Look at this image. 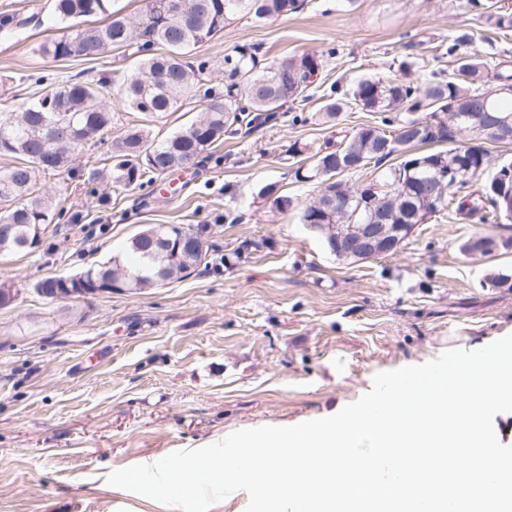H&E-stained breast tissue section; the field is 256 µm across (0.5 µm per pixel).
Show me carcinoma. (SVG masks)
<instances>
[{"label":"carcinoma","mask_w":512,"mask_h":512,"mask_svg":"<svg viewBox=\"0 0 512 512\" xmlns=\"http://www.w3.org/2000/svg\"><path fill=\"white\" fill-rule=\"evenodd\" d=\"M136 12L112 9V0H53L52 12L63 33L39 43L36 51L53 60L99 59L114 49L136 46V61L118 79L128 109L143 116L111 142L110 180L119 190H133L167 172L178 169L212 149L224 133L242 122L267 121L286 103L295 101L311 84L322 67L319 56L306 53L256 69L255 56L241 51L224 56L230 83L224 92L208 85L207 67L193 66L184 57L195 47L213 40L238 15L256 20L286 16L302 7L300 0H183L184 8L173 12L165 0H143ZM105 16L99 25L84 24L87 18ZM164 73L156 83L152 76ZM488 64L476 51L455 60L448 77L424 82L400 78H373L357 82L348 96L340 86L323 93L325 117L335 120L340 112L354 107L378 114V121L342 135L336 143L313 155L312 166L295 170L301 182L340 186L353 194L350 203L355 223L368 218L375 204L393 216L396 237L404 241L426 217L444 210L472 216L488 211L496 218L512 221L501 195L512 193V164L501 166L482 191L467 192L464 184L445 192L435 206L422 195L419 182L432 176L437 167L454 168L468 163L481 174L489 165L488 149L469 143L465 132L472 112L487 110L512 118V97H487ZM112 79L91 82L74 78L60 80L37 101L20 112L0 116V155L16 159L14 166L0 172V201L10 209L0 214V255L37 248L46 228L55 223L61 209L57 194L34 189L38 172L69 168L89 141L112 130V110L105 88ZM203 91L205 99L195 119L173 135L156 140L151 123L175 112L183 97ZM463 140L461 145H433ZM391 141L410 155L390 166L375 181L360 187L336 177L332 168L337 157L353 154L364 159L355 173L368 165L392 158L378 152V143ZM341 217L323 207L322 198L305 205L300 221L328 239ZM477 244L486 246L483 255L512 252V236L469 238L460 250L470 253ZM225 263V255L212 256L201 240L178 241L172 230L146 227L125 243L120 254L106 263L87 267V280L103 284L121 282L126 291H138L181 280L201 265Z\"/></svg>","instance_id":"cac0c4a2"}]
</instances>
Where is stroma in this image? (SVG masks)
Listing matches in <instances>:
<instances>
[{
    "label": "stroma",
    "instance_id": "stroma-1",
    "mask_svg": "<svg viewBox=\"0 0 512 512\" xmlns=\"http://www.w3.org/2000/svg\"><path fill=\"white\" fill-rule=\"evenodd\" d=\"M5 14L16 28L0 36V73L15 81L0 84V112L42 94L31 75L96 81L133 62L124 49L96 61L37 55L55 34L51 0H0ZM442 44L461 54L480 47L491 65L512 62V36L469 0H305L285 17L237 16L188 62L207 61L220 91L225 55L253 52L265 67L313 52L322 66L308 100L129 191L110 184V143L140 116L111 88V133L87 144L72 168L37 176L61 197L59 223L34 251L0 258V283L15 293L0 307V512H177L110 486L109 472L239 430L334 415L369 391L376 373L512 334V288L483 284L512 271V252L459 250L475 236H512V223L434 216L396 253L350 263L299 219L319 187L297 181L295 170L338 132L374 118L349 111L323 122L324 90L431 79L453 65ZM295 143L306 153L292 155ZM269 185L293 208L261 198ZM160 224L206 229L227 264L132 293L53 301L37 292L39 282L108 261L141 228Z\"/></svg>",
    "mask_w": 512,
    "mask_h": 512
}]
</instances>
